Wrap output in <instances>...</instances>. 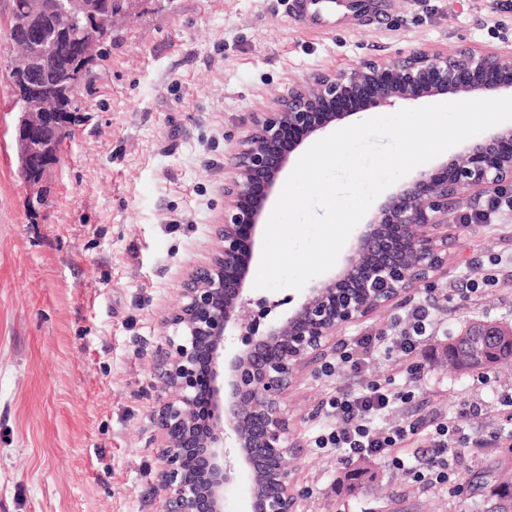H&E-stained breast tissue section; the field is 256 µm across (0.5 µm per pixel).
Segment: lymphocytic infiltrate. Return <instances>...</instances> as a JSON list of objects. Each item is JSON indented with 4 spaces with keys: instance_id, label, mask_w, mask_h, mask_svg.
<instances>
[{
    "instance_id": "obj_1",
    "label": "lymphocytic infiltrate",
    "mask_w": 512,
    "mask_h": 512,
    "mask_svg": "<svg viewBox=\"0 0 512 512\" xmlns=\"http://www.w3.org/2000/svg\"><path fill=\"white\" fill-rule=\"evenodd\" d=\"M403 321V327L396 334L363 336L353 346H342L334 360L324 367V375L347 369L369 373L371 356L379 348L392 359L411 354L431 324V313L428 307L419 304L405 312ZM394 382L391 376L371 375L359 389L339 391L331 396L325 404L330 422L315 437V447L336 452L350 461L371 457L381 459L393 468L405 471L412 481L434 487L451 481L449 441H456L461 448H481L489 441L512 446V429L493 433L487 440L471 436L466 431L468 415L463 412L458 418L436 425L430 436L433 453L425 465L407 464L401 449L416 434V426L406 423L389 425L383 418L393 405L411 401L414 394L395 388Z\"/></svg>"
}]
</instances>
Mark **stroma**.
<instances>
[{
  "label": "stroma",
  "mask_w": 512,
  "mask_h": 512,
  "mask_svg": "<svg viewBox=\"0 0 512 512\" xmlns=\"http://www.w3.org/2000/svg\"><path fill=\"white\" fill-rule=\"evenodd\" d=\"M289 0H148L117 21L90 67L70 134L39 189L17 166L7 41L12 0H0V512H160L155 484V376L163 316L182 278L204 260L224 215V183L251 113L320 71L428 46L456 52L503 40L483 0H391L383 25L307 30ZM491 290L461 301L482 274ZM430 306L429 336L392 370L415 394L394 419L415 422L410 462L425 461L433 421L474 409L469 432L512 429L501 405L512 365L454 372L443 351L464 327L512 325V213L448 227V263L392 308L340 331L337 344L389 331L414 304ZM348 372L300 373L285 409L299 447L293 477L303 512H464L465 492L424 490L378 459L325 456L312 446ZM512 457L460 451L459 484ZM367 478L350 483L356 467Z\"/></svg>",
  "instance_id": "stroma-1"
}]
</instances>
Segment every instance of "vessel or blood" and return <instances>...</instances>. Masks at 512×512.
<instances>
[{
    "label": "vessel or blood",
    "instance_id": "obj_1",
    "mask_svg": "<svg viewBox=\"0 0 512 512\" xmlns=\"http://www.w3.org/2000/svg\"><path fill=\"white\" fill-rule=\"evenodd\" d=\"M390 0H376L366 5L363 0H291L293 19L310 30H319L329 25L344 24L361 15L373 24H383L388 14Z\"/></svg>",
    "mask_w": 512,
    "mask_h": 512
}]
</instances>
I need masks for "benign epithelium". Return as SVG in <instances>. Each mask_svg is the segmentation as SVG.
Listing matches in <instances>:
<instances>
[{
  "instance_id": "1",
  "label": "benign epithelium",
  "mask_w": 512,
  "mask_h": 512,
  "mask_svg": "<svg viewBox=\"0 0 512 512\" xmlns=\"http://www.w3.org/2000/svg\"><path fill=\"white\" fill-rule=\"evenodd\" d=\"M68 23L85 21L92 35L77 45L67 88L76 94L84 70L112 33L108 13L84 0H52ZM41 5L24 8L9 36L27 50L14 63L24 111L15 127L19 169L39 185L58 161L56 131L63 115L46 102L38 61L58 32L35 23ZM512 92V43L448 53L416 48L391 60L367 59L350 72L322 71L293 86L266 112L252 114L239 141L234 172L224 184L218 245L181 282L180 304L166 313L169 330L156 371L166 392L153 416L156 482L162 512H224V487L239 469L252 477L249 512H300L304 493L293 481L295 444L283 408L288 388L336 349V334L394 305L417 281L448 260V225L479 214L512 184V126L456 147L439 168L420 170L372 214L334 276L307 289L277 320L251 318L246 280L256 232L290 153L285 131L300 140L322 133L360 110L439 94L496 98ZM478 329L466 337L469 362L492 358ZM243 348L224 359L227 339Z\"/></svg>"
}]
</instances>
